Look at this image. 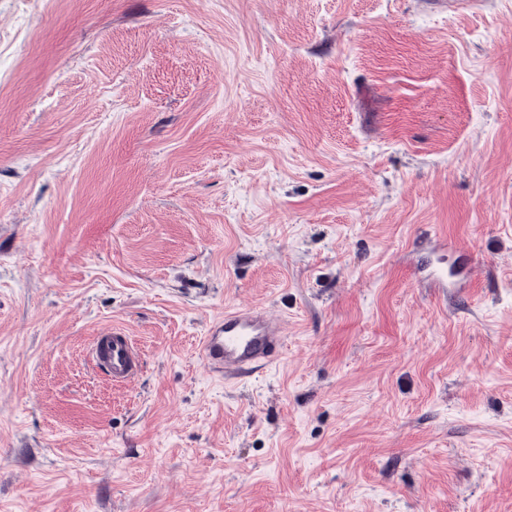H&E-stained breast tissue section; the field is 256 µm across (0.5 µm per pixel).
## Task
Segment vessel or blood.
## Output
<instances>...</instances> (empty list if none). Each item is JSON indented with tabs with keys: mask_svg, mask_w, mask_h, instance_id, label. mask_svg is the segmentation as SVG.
Masks as SVG:
<instances>
[{
	"mask_svg": "<svg viewBox=\"0 0 512 512\" xmlns=\"http://www.w3.org/2000/svg\"><path fill=\"white\" fill-rule=\"evenodd\" d=\"M282 324L259 305L225 312L211 323L200 344V355L209 370L220 377H238L271 365L285 347ZM92 356L113 379L135 377L138 360L129 336L119 328L97 338Z\"/></svg>",
	"mask_w": 512,
	"mask_h": 512,
	"instance_id": "1",
	"label": "vessel or blood"
}]
</instances>
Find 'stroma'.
Returning a JSON list of instances; mask_svg holds the SVG:
<instances>
[{
	"instance_id": "obj_1",
	"label": "stroma",
	"mask_w": 512,
	"mask_h": 512,
	"mask_svg": "<svg viewBox=\"0 0 512 512\" xmlns=\"http://www.w3.org/2000/svg\"><path fill=\"white\" fill-rule=\"evenodd\" d=\"M286 506L512 512V0H0V512ZM285 342L282 324L264 307L248 305L224 312L208 326L200 355L213 374L237 378L271 365ZM92 356L95 362L108 370L114 380L129 381L137 373L138 360L129 336L120 329L112 328L98 336Z\"/></svg>"
}]
</instances>
